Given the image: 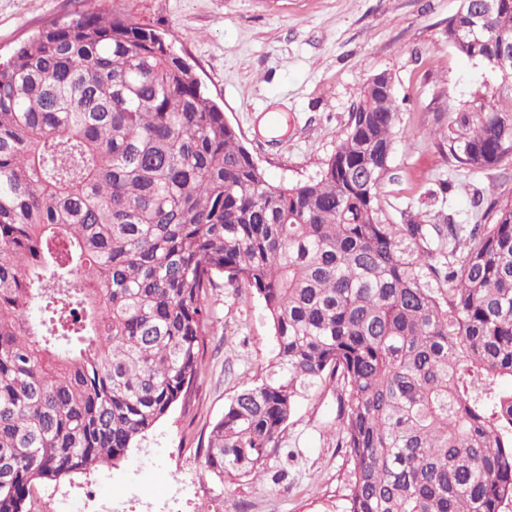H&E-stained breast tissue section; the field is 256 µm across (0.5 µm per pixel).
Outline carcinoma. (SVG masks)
I'll return each instance as SVG.
<instances>
[{
  "label": "carcinoma",
  "mask_w": 512,
  "mask_h": 512,
  "mask_svg": "<svg viewBox=\"0 0 512 512\" xmlns=\"http://www.w3.org/2000/svg\"><path fill=\"white\" fill-rule=\"evenodd\" d=\"M448 45L486 63L512 0ZM364 88L335 153L275 183L153 27L83 13L0 64V512L116 463L188 397L224 279L272 320L276 362L226 405L205 471L260 479L300 398L336 383L344 512L512 505V197L479 224H388L399 122ZM448 152L512 158V109L461 107Z\"/></svg>",
  "instance_id": "carcinoma-1"
}]
</instances>
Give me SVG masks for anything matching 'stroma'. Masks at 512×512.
Wrapping results in <instances>:
<instances>
[{
	"mask_svg": "<svg viewBox=\"0 0 512 512\" xmlns=\"http://www.w3.org/2000/svg\"><path fill=\"white\" fill-rule=\"evenodd\" d=\"M460 0H0V62L42 27L82 12L123 14L172 38L267 176L314 177L335 152L366 84L388 73L400 121L381 187L386 220L426 213L431 224H472L491 194L512 195V164L471 171L450 161L459 105L495 98L512 107V81L449 47ZM449 182L439 196L440 182ZM215 322L187 402L176 404L121 462L37 484L30 512L80 500L83 512H342L351 466L336 446V386L300 399L260 480L203 471L213 423L275 361L259 300L218 284Z\"/></svg>",
	"mask_w": 512,
	"mask_h": 512,
	"instance_id": "obj_1",
	"label": "stroma"
}]
</instances>
